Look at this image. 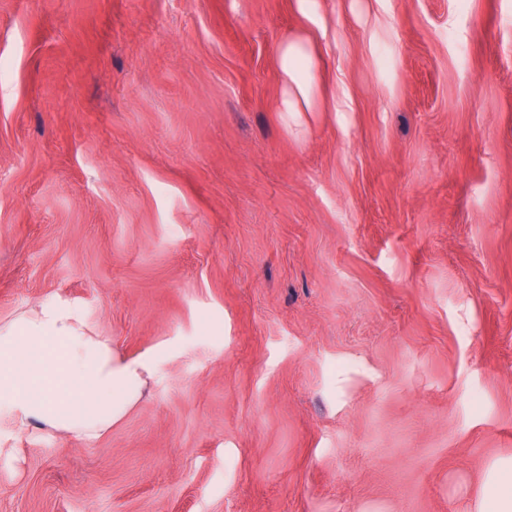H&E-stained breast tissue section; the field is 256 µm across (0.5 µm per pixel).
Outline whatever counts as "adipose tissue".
Segmentation results:
<instances>
[{
  "instance_id": "adipose-tissue-1",
  "label": "adipose tissue",
  "mask_w": 512,
  "mask_h": 512,
  "mask_svg": "<svg viewBox=\"0 0 512 512\" xmlns=\"http://www.w3.org/2000/svg\"><path fill=\"white\" fill-rule=\"evenodd\" d=\"M311 43L293 39L277 54L282 112H307L318 90ZM155 359L130 357L90 331L81 309L45 302L0 324V416L18 427L90 441L120 423L146 395ZM477 512H512V461L483 486Z\"/></svg>"
}]
</instances>
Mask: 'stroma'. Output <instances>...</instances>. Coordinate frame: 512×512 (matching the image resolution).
Here are the masks:
<instances>
[{
	"label": "stroma",
	"mask_w": 512,
	"mask_h": 512,
	"mask_svg": "<svg viewBox=\"0 0 512 512\" xmlns=\"http://www.w3.org/2000/svg\"><path fill=\"white\" fill-rule=\"evenodd\" d=\"M313 10L0 0V324L159 355L101 438L0 419V512H475L512 459V0ZM316 56L308 41L293 39L282 43L277 54L283 94L277 111L308 112L318 90Z\"/></svg>",
	"instance_id": "obj_1"
}]
</instances>
